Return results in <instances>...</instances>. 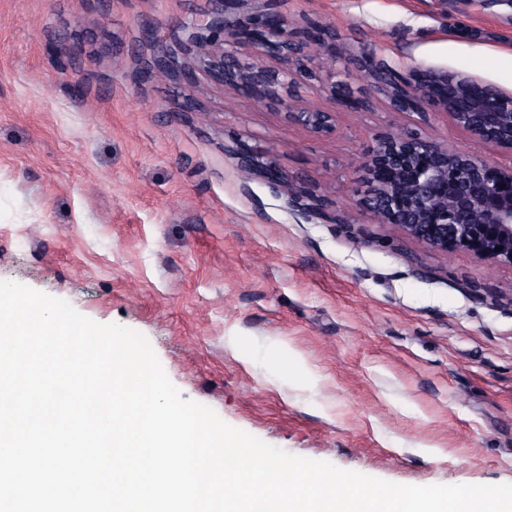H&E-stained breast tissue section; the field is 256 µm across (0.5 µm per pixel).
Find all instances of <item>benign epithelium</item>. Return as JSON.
Segmentation results:
<instances>
[{
	"label": "benign epithelium",
	"mask_w": 512,
	"mask_h": 512,
	"mask_svg": "<svg viewBox=\"0 0 512 512\" xmlns=\"http://www.w3.org/2000/svg\"><path fill=\"white\" fill-rule=\"evenodd\" d=\"M237 2L211 0L208 13L185 27L175 44L158 45L154 68L188 81L201 71L220 86L246 88L260 99L276 100L288 118L315 133L331 132V113L301 110L293 94L286 99L279 94L294 87L299 76L288 19L266 12L244 21L230 11ZM263 56L275 57L277 66L256 62ZM392 72L389 66H371L374 83L397 109L423 112L438 107L457 127L512 152L511 96L478 84L458 85L446 73L429 72L392 84ZM229 153L241 168L278 186L291 201L301 198L272 163L238 148ZM379 168L397 175L392 182H371L363 199L381 223L398 226L431 250L462 249L481 260L512 266V167L493 169L477 156L421 138L386 137L366 160L368 172Z\"/></svg>",
	"instance_id": "7a95c632"
}]
</instances>
